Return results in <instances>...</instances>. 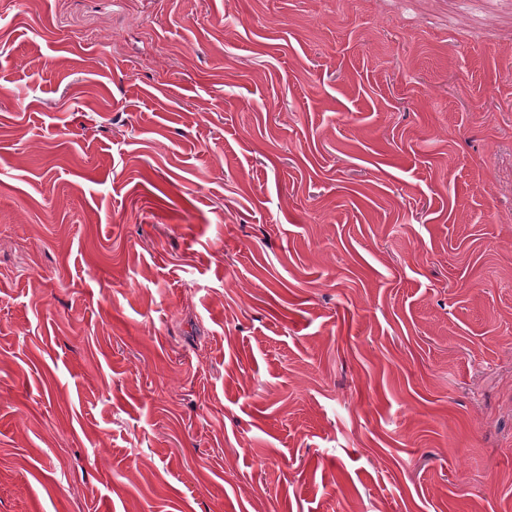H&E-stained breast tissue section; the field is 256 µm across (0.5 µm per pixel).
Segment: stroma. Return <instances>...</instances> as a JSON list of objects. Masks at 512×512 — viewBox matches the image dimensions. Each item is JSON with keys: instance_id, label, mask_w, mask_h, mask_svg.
Instances as JSON below:
<instances>
[{"instance_id": "obj_1", "label": "stroma", "mask_w": 512, "mask_h": 512, "mask_svg": "<svg viewBox=\"0 0 512 512\" xmlns=\"http://www.w3.org/2000/svg\"><path fill=\"white\" fill-rule=\"evenodd\" d=\"M0 512H512V0H0Z\"/></svg>"}]
</instances>
